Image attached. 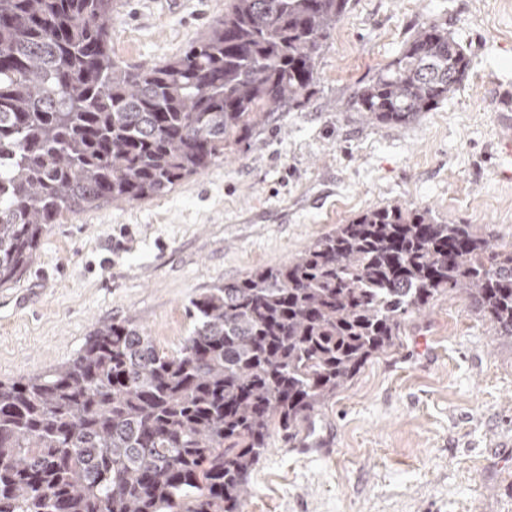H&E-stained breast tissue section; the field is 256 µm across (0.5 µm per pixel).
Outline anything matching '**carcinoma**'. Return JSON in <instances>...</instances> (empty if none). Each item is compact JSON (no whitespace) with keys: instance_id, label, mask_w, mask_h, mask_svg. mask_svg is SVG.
<instances>
[{"instance_id":"cac0c4a2","label":"carcinoma","mask_w":512,"mask_h":512,"mask_svg":"<svg viewBox=\"0 0 512 512\" xmlns=\"http://www.w3.org/2000/svg\"><path fill=\"white\" fill-rule=\"evenodd\" d=\"M115 0H0V285L66 214L162 195L301 108L349 0H225L178 57L112 54ZM471 61L431 22L353 107L403 125ZM448 289L512 336V250L428 207L368 209L287 264L207 288L174 354L127 322L0 381V512H244L273 427L303 424Z\"/></svg>"}]
</instances>
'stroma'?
Segmentation results:
<instances>
[{
    "label": "stroma",
    "instance_id": "obj_1",
    "mask_svg": "<svg viewBox=\"0 0 512 512\" xmlns=\"http://www.w3.org/2000/svg\"><path fill=\"white\" fill-rule=\"evenodd\" d=\"M223 15L224 0H117L112 51L157 64ZM429 22L466 49L467 79L409 124L366 120L355 90ZM511 124L512 0H349L302 109L163 196L50 225L0 286V381L68 361L114 321L176 352L193 296L391 202L511 249ZM250 488L245 512H512V338L465 294H438L297 437L272 432Z\"/></svg>",
    "mask_w": 512,
    "mask_h": 512
}]
</instances>
